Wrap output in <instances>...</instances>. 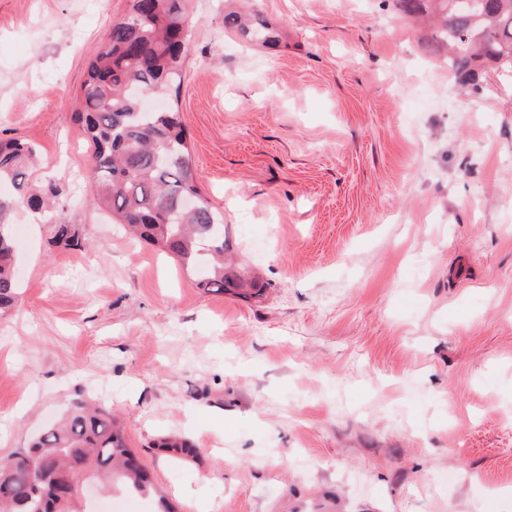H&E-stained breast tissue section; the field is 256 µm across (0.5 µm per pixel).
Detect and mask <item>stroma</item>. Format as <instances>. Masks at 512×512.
Masks as SVG:
<instances>
[{"mask_svg":"<svg viewBox=\"0 0 512 512\" xmlns=\"http://www.w3.org/2000/svg\"><path fill=\"white\" fill-rule=\"evenodd\" d=\"M192 0L177 107L258 297L209 292L91 204L73 120L126 0H0V137L32 142L75 233L10 216L0 458L74 401L111 409L157 495L86 512H512V77L460 87L389 0ZM200 450L174 463L153 446ZM224 32L229 36L255 41L267 50H274L280 46L276 28L262 19H256L253 15H243L239 11L224 14Z\"/></svg>","mask_w":512,"mask_h":512,"instance_id":"1","label":"stroma"}]
</instances>
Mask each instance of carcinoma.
Listing matches in <instances>:
<instances>
[{
    "label": "carcinoma",
    "mask_w": 512,
    "mask_h": 512,
    "mask_svg": "<svg viewBox=\"0 0 512 512\" xmlns=\"http://www.w3.org/2000/svg\"><path fill=\"white\" fill-rule=\"evenodd\" d=\"M190 0H127L126 12L110 26L81 86V126L99 190L92 204L136 238L169 253L185 268L202 267L198 287L242 297L263 285L224 265V212L195 183L191 151L176 110L147 111L143 99L179 90ZM400 16L430 21L429 43L444 57L448 73L474 91L489 70L512 72V0H475L470 9L457 0H391ZM224 32L267 50L280 46L279 34L262 19L224 14ZM33 144L0 140V183L17 195L0 199V313L16 307L18 282L7 216L17 205L49 217L54 240L68 245L71 226L44 197L25 186V166ZM194 458L185 439L164 437L153 444ZM150 495L154 485L129 448L125 435L102 407L77 402L28 447L0 459V512H82L79 480L99 479L113 487Z\"/></svg>",
    "instance_id": "obj_1"
}]
</instances>
